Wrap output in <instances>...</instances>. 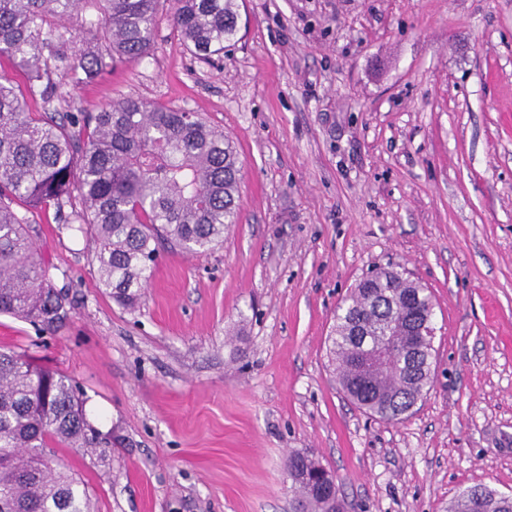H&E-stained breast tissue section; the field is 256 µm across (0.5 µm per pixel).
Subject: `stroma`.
<instances>
[{"label":"stroma","mask_w":512,"mask_h":512,"mask_svg":"<svg viewBox=\"0 0 512 512\" xmlns=\"http://www.w3.org/2000/svg\"><path fill=\"white\" fill-rule=\"evenodd\" d=\"M206 63L160 24L150 55L66 86L59 111L131 95L223 129L240 215L163 252L136 310L97 286L93 229L36 215L67 293L54 333L0 315V348L82 388L106 460L59 463L91 512H292L288 456L336 475L347 512H448L512 493V0H243ZM392 267L435 305L433 382L398 423L334 378L341 301ZM476 488H479L482 492L480 502L472 499L470 495L468 496L466 493L468 489L472 490ZM468 489L462 491L454 500V503L457 504L456 510H453V505L450 504L449 510L452 511L448 512H512V496L503 495L497 490L487 486H474Z\"/></svg>","instance_id":"obj_1"}]
</instances>
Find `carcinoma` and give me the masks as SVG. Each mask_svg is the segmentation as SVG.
I'll return each instance as SVG.
<instances>
[{
    "mask_svg": "<svg viewBox=\"0 0 512 512\" xmlns=\"http://www.w3.org/2000/svg\"><path fill=\"white\" fill-rule=\"evenodd\" d=\"M166 2L173 36L196 58L209 61L235 41L237 0H0V56L23 77L20 85L0 75V314L50 334L69 318L67 295L35 257L34 213L52 208L68 226H93L98 285L129 310L161 252L210 250L236 223L239 154L200 113L132 96L97 112L53 109L63 86L148 55ZM74 17L86 33L80 44L66 26ZM36 96L38 118L27 111ZM433 311L426 289L394 269L363 278L338 308L329 357L360 409L394 422L425 398L434 337L412 363L392 343L366 373L357 359L363 342L417 332ZM109 444L72 379L0 349V512H90L85 484L53 463L55 448L103 458ZM328 473L310 454H290L295 512H345L321 484ZM481 496L461 492L454 512H512V496L487 486Z\"/></svg>",
    "mask_w": 512,
    "mask_h": 512,
    "instance_id": "1",
    "label": "carcinoma"
}]
</instances>
